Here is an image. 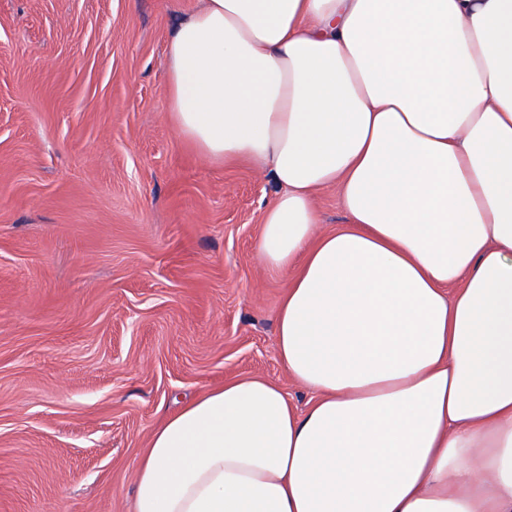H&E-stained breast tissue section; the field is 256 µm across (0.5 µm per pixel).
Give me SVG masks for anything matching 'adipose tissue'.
<instances>
[{
    "instance_id": "obj_1",
    "label": "adipose tissue",
    "mask_w": 512,
    "mask_h": 512,
    "mask_svg": "<svg viewBox=\"0 0 512 512\" xmlns=\"http://www.w3.org/2000/svg\"><path fill=\"white\" fill-rule=\"evenodd\" d=\"M168 110L275 194L277 351L169 415L132 512H512V0H202ZM347 215L318 229L314 197Z\"/></svg>"
}]
</instances>
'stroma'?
Wrapping results in <instances>:
<instances>
[{
	"instance_id": "stroma-1",
	"label": "stroma",
	"mask_w": 512,
	"mask_h": 512,
	"mask_svg": "<svg viewBox=\"0 0 512 512\" xmlns=\"http://www.w3.org/2000/svg\"><path fill=\"white\" fill-rule=\"evenodd\" d=\"M199 0H0V512H130L181 404L259 376L292 270L258 258L273 182L169 117Z\"/></svg>"
}]
</instances>
